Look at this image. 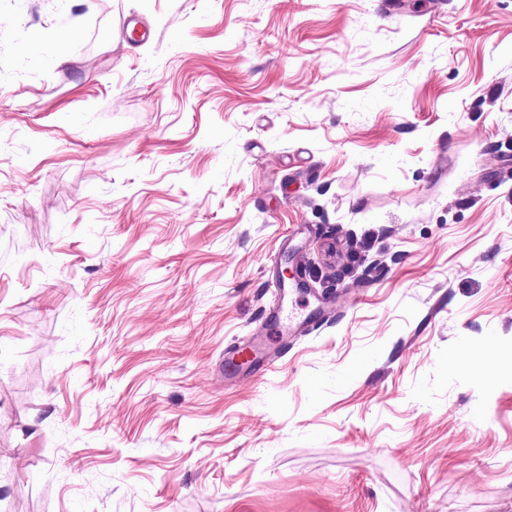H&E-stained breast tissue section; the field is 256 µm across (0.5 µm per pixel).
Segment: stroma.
Listing matches in <instances>:
<instances>
[{
    "label": "stroma",
    "mask_w": 512,
    "mask_h": 512,
    "mask_svg": "<svg viewBox=\"0 0 512 512\" xmlns=\"http://www.w3.org/2000/svg\"><path fill=\"white\" fill-rule=\"evenodd\" d=\"M0 512H512V0H0ZM279 302L270 309L272 314V325L275 328L277 337L280 341H284L289 336L295 337L298 329L307 321V317L303 318L296 314L294 308L286 310L283 299L287 293L284 282L276 289ZM270 358L261 342L252 339L233 342L224 348V366L220 362L221 371L227 381L235 382L242 372L258 375L270 368Z\"/></svg>",
    "instance_id": "obj_1"
}]
</instances>
